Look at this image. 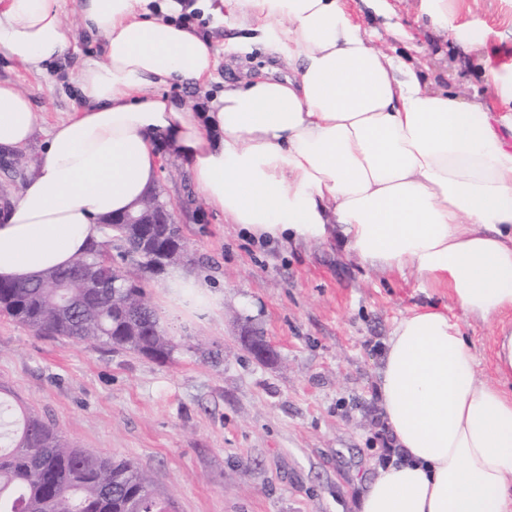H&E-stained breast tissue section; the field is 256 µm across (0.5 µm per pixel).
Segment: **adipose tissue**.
Wrapping results in <instances>:
<instances>
[{"label":"adipose tissue","instance_id":"obj_1","mask_svg":"<svg viewBox=\"0 0 512 512\" xmlns=\"http://www.w3.org/2000/svg\"><path fill=\"white\" fill-rule=\"evenodd\" d=\"M104 37L76 77L81 107L53 125L22 191L0 209V279L69 266L158 182L170 149L198 193L257 238L338 229L365 264L412 271L470 316L512 312V113L457 85L433 87L419 57L375 45L346 0H78ZM231 22L237 49L288 65L225 83L196 112L165 94L214 81L218 49L196 18ZM69 46L61 0H0V51L41 70ZM40 121L0 83V151ZM173 300L207 311L200 281L172 270ZM446 312L396 320L379 405L401 460L366 479L360 512H512V328L494 338L492 384Z\"/></svg>","mask_w":512,"mask_h":512}]
</instances>
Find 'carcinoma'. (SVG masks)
Instances as JSON below:
<instances>
[{"instance_id":"carcinoma-1","label":"carcinoma","mask_w":512,"mask_h":512,"mask_svg":"<svg viewBox=\"0 0 512 512\" xmlns=\"http://www.w3.org/2000/svg\"><path fill=\"white\" fill-rule=\"evenodd\" d=\"M106 239L93 245L69 267L28 283L0 282V316L45 336L76 343H101L154 359L171 357L175 343L166 336L154 311L143 299L138 278L159 270L163 259L182 251L178 224L107 225ZM126 262L115 289L126 293L123 306L112 301V289L88 287L105 264ZM73 297L69 309L57 306L59 281ZM0 512H176L149 475L126 461L67 443L55 428L33 412H16L0 400Z\"/></svg>"}]
</instances>
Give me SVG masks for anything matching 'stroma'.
<instances>
[{"label": "stroma", "instance_id": "stroma-1", "mask_svg": "<svg viewBox=\"0 0 512 512\" xmlns=\"http://www.w3.org/2000/svg\"><path fill=\"white\" fill-rule=\"evenodd\" d=\"M392 29L380 44L405 51L402 27L418 39L435 86L454 78L489 96L481 38L495 66H512V0H448V28L435 31L419 0H389ZM76 0H64L70 48L43 72L0 51V82L26 93L41 132L23 151L36 162L45 130L78 106L72 82L103 38L83 29ZM157 191L183 228L180 269L200 279L217 307L199 314L170 304L167 274L141 282L176 350L153 360L43 336L0 317V396L33 410L67 441L147 470L177 512H358L360 485L378 466L386 433L377 370L393 323L416 309L447 311L477 355L481 381H495L493 338L512 313L483 321L445 289L416 274L368 266L336 238L311 243L256 240L199 197L175 155ZM259 336V358L247 339Z\"/></svg>", "mask_w": 512, "mask_h": 512}]
</instances>
